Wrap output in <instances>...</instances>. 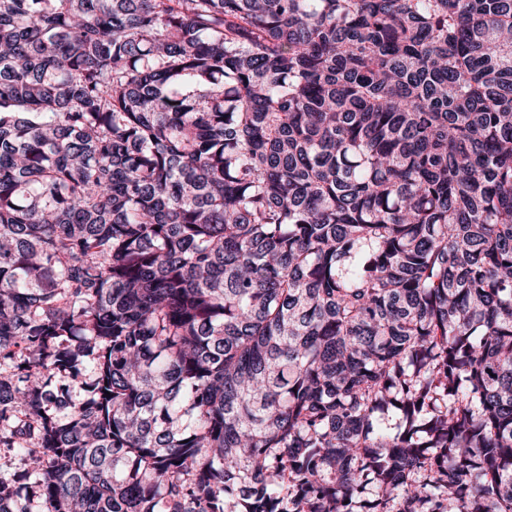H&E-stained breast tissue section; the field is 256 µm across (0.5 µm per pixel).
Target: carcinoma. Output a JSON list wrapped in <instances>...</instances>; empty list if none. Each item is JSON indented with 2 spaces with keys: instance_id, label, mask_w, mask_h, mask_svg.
I'll use <instances>...</instances> for the list:
<instances>
[{
  "instance_id": "obj_1",
  "label": "carcinoma",
  "mask_w": 512,
  "mask_h": 512,
  "mask_svg": "<svg viewBox=\"0 0 512 512\" xmlns=\"http://www.w3.org/2000/svg\"><path fill=\"white\" fill-rule=\"evenodd\" d=\"M0 512H512V0H0Z\"/></svg>"
}]
</instances>
